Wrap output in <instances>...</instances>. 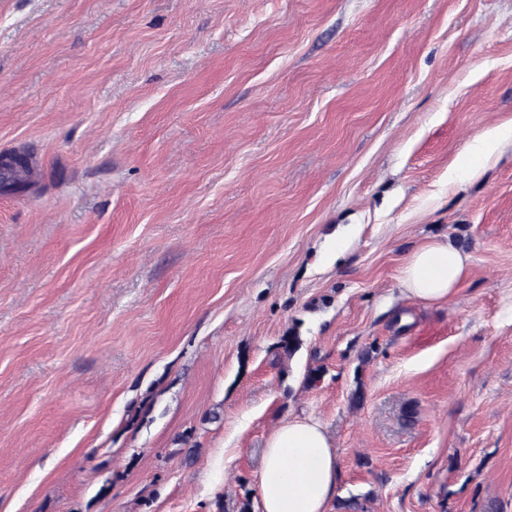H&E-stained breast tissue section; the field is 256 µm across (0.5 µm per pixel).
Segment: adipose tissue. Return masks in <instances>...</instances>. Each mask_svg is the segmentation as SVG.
I'll use <instances>...</instances> for the list:
<instances>
[{"mask_svg": "<svg viewBox=\"0 0 512 512\" xmlns=\"http://www.w3.org/2000/svg\"><path fill=\"white\" fill-rule=\"evenodd\" d=\"M470 257L442 241H431L407 259L401 281L420 303L448 300L464 279ZM339 467L336 450L322 423L291 418L268 436L258 476L259 512H330Z\"/></svg>", "mask_w": 512, "mask_h": 512, "instance_id": "adipose-tissue-1", "label": "adipose tissue"}]
</instances>
